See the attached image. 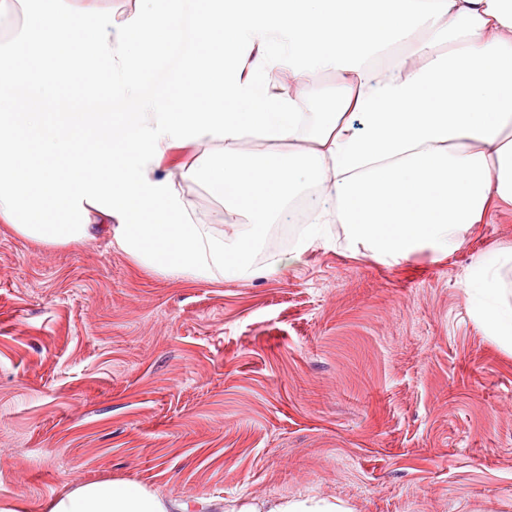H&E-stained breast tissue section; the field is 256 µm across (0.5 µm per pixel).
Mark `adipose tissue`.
Segmentation results:
<instances>
[{"label": "adipose tissue", "mask_w": 512, "mask_h": 512, "mask_svg": "<svg viewBox=\"0 0 512 512\" xmlns=\"http://www.w3.org/2000/svg\"><path fill=\"white\" fill-rule=\"evenodd\" d=\"M138 2L92 24L74 0H0V223L17 235L48 245L105 235L159 275L244 280L331 246L335 224L351 253L386 264L425 247L448 256L512 207V0ZM318 71L341 78L323 112L307 95ZM246 132L278 150L241 153ZM213 141L218 152L163 172L174 150ZM190 183L220 188L231 226L197 212ZM311 184L327 203L287 258L250 264ZM510 269L503 243L464 286L487 335L512 350ZM170 506L145 487L94 480L67 484L45 512ZM220 512L348 510L271 496Z\"/></svg>", "instance_id": "ef3b65f1"}]
</instances>
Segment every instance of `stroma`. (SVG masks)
Segmentation results:
<instances>
[{
  "label": "stroma",
  "instance_id": "obj_1",
  "mask_svg": "<svg viewBox=\"0 0 512 512\" xmlns=\"http://www.w3.org/2000/svg\"><path fill=\"white\" fill-rule=\"evenodd\" d=\"M304 191L262 266L286 256ZM512 242V209L442 257L343 247L286 272L191 281L106 239L47 245L0 224V502L72 480L202 501H338L350 512H512V353L464 281Z\"/></svg>",
  "mask_w": 512,
  "mask_h": 512
}]
</instances>
